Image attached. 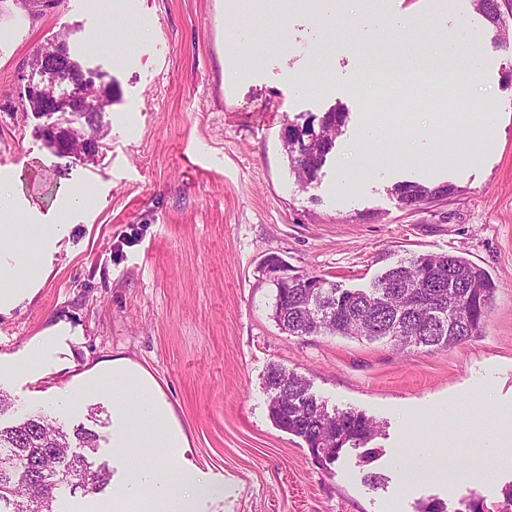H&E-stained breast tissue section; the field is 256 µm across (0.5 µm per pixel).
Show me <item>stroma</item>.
Segmentation results:
<instances>
[{"instance_id": "35a3bbf8", "label": "stroma", "mask_w": 512, "mask_h": 512, "mask_svg": "<svg viewBox=\"0 0 512 512\" xmlns=\"http://www.w3.org/2000/svg\"><path fill=\"white\" fill-rule=\"evenodd\" d=\"M112 0V16L87 0H0V170L40 220L63 194L94 188L87 208L34 271L41 284L0 312V363L18 364L29 344L48 339L45 366L0 379L15 405L9 425L35 410L100 437L112 464L102 492L63 496L60 512H94L124 486L112 446V395L99 373L121 358L150 376L188 444L186 459L222 495L201 512H415L419 501L451 506L474 495L494 506L512 484L486 444L497 411L512 406V0H497L502 28L473 0ZM420 17L428 46L410 68L378 74L381 56L402 58L381 10ZM249 27L253 57L242 69L226 42L230 25ZM482 65L466 94L422 79L444 31ZM66 36L83 69L103 74L114 101L102 115V149L92 161L57 157L40 135L49 117L19 111L35 73L32 56ZM123 39L125 56L109 46ZM321 69L324 89L294 82ZM366 69L367 95L352 80ZM347 118L317 179L300 185L284 140L288 124L335 106ZM389 118L393 140L363 144L367 115ZM423 134L421 152L401 158L398 139ZM482 140L470 161L458 140ZM451 184L454 194L402 207L396 184ZM453 254L484 268L496 284L480 335L439 350L408 353L383 341L291 336L271 317L275 289L258 271L267 257L346 289L369 287L400 261ZM278 365L305 377L328 410L373 418L378 450L362 463L349 450L316 462L307 444L269 415L266 375ZM447 433L440 462L487 470L480 486L425 477L406 482L397 454ZM369 472L385 477L371 488Z\"/></svg>"}]
</instances>
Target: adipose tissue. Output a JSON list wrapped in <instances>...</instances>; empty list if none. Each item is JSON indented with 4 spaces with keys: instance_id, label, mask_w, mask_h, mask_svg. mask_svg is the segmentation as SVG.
I'll return each instance as SVG.
<instances>
[{
    "instance_id": "ef3b65f1",
    "label": "adipose tissue",
    "mask_w": 512,
    "mask_h": 512,
    "mask_svg": "<svg viewBox=\"0 0 512 512\" xmlns=\"http://www.w3.org/2000/svg\"><path fill=\"white\" fill-rule=\"evenodd\" d=\"M91 197L90 187L71 188L60 200V221L43 224L28 216L17 200L12 176L0 173V246L13 247L10 261H0V307L10 305L20 290L32 286L33 259L67 232L64 214L85 208ZM111 390L117 417L112 443L121 453L126 481L124 493L112 498V512H198L200 501L218 488L185 465L187 445L169 423L168 405L152 383L125 362H113ZM131 403L136 406L133 426L126 420ZM444 443L440 436L428 447L402 448L397 456L402 475L409 480L420 475L448 484L462 479L475 486L484 484L485 471L464 475L435 463V450Z\"/></svg>"
}]
</instances>
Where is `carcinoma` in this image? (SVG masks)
Wrapping results in <instances>:
<instances>
[{"mask_svg":"<svg viewBox=\"0 0 512 512\" xmlns=\"http://www.w3.org/2000/svg\"><path fill=\"white\" fill-rule=\"evenodd\" d=\"M476 7L493 27L501 24L497 0H476ZM68 68L57 76L50 69L40 72L48 85L60 88L49 99L21 96L22 111L39 115L71 113L76 103L71 84L88 75L67 56ZM85 101L93 108L113 101L112 83L85 89ZM319 127H314V123ZM345 123V113L335 109L303 123H289L284 148L298 181L310 183L332 152ZM67 129L55 126L45 143L60 157L71 155ZM394 192L401 205L420 203L454 192L448 184L428 187L419 183L398 184ZM275 287L272 318L293 336L340 335L385 340L396 350L413 347L446 349L455 346L484 325L495 284L481 267L452 254H426L402 262L384 272L371 287L342 289L316 275L295 274L276 281L262 276ZM270 391L269 410L276 426L302 438L311 451L336 461L347 448H363L376 434V422L359 411L331 413L310 392V382L272 366L266 378ZM100 448L96 432L83 426L67 430L50 416L32 412L12 426H0V512H59L64 493L93 494L111 480L107 464L92 458ZM416 512H484L481 498L465 508L449 510L438 499L421 502Z\"/></svg>","mask_w":512,"mask_h":512,"instance_id":"carcinoma-1","label":"carcinoma"}]
</instances>
